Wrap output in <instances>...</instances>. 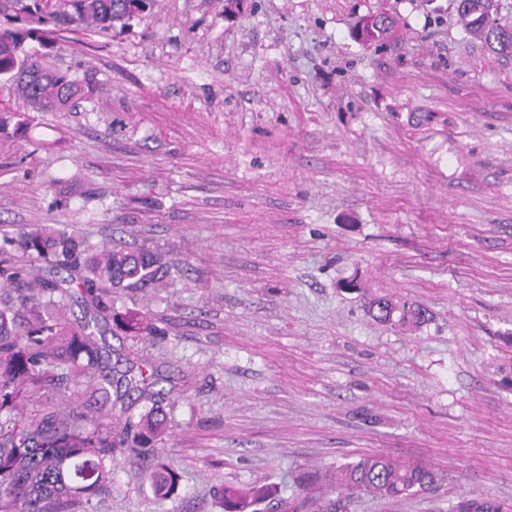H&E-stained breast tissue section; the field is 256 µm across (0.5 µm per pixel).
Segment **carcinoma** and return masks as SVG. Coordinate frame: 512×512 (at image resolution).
Returning <instances> with one entry per match:
<instances>
[{"label": "carcinoma", "instance_id": "carcinoma-1", "mask_svg": "<svg viewBox=\"0 0 512 512\" xmlns=\"http://www.w3.org/2000/svg\"><path fill=\"white\" fill-rule=\"evenodd\" d=\"M0 0V15L26 23L0 32V80L10 83L37 112H59L83 86L67 74L32 59L26 41L44 43L48 23L76 24L105 32L153 7L155 0ZM465 28L498 56H512V26L496 17V0H451ZM396 31V20L378 10L359 18L352 37L382 46ZM70 279L47 277L41 264ZM163 270L156 253L94 249L67 228L34 226L0 237V512H75L112 482V461L122 448L144 451L162 440L167 428V399L150 360L142 359L114 379L101 365V346L90 322L71 323L63 315L71 285L84 293L87 310L112 313L118 294L146 288ZM379 322L420 324L428 311L417 304L377 298L370 305ZM131 339L142 344L152 332L137 314L121 319ZM123 384L151 406L130 415L120 428L102 413L109 387ZM86 398V403L79 398ZM144 479L153 495L168 499L179 484L161 453L151 454ZM339 486L392 499L432 488L435 473L422 466H401L384 456H367L346 465ZM265 491L224 489L230 512H260ZM460 512H507L494 499L469 500Z\"/></svg>", "mask_w": 512, "mask_h": 512}]
</instances>
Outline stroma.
I'll use <instances>...</instances> for the list:
<instances>
[{
    "mask_svg": "<svg viewBox=\"0 0 512 512\" xmlns=\"http://www.w3.org/2000/svg\"><path fill=\"white\" fill-rule=\"evenodd\" d=\"M397 23L382 49L357 17ZM40 61L89 91L37 112L0 84V232L64 224L158 252L177 280L116 312L156 328L179 474L155 498L117 452L86 512H458L512 507V57L448 0H157L107 32L58 31ZM430 312L375 320L372 298ZM383 454L431 468L394 500L336 488ZM396 31V20L388 12L378 10L360 17L351 29L352 37L367 45L382 46ZM263 489L252 488L241 490L237 488H225L224 501L230 512H260L255 507L264 499ZM251 509V510H249Z\"/></svg>",
    "mask_w": 512,
    "mask_h": 512,
    "instance_id": "35a3bbf8",
    "label": "stroma"
}]
</instances>
